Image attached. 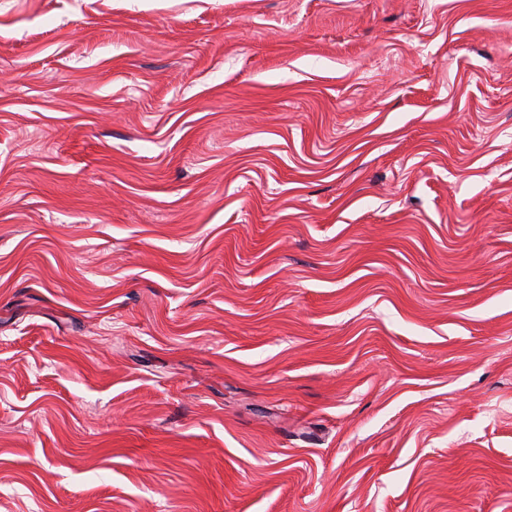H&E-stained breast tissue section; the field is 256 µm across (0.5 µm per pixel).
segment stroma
Returning <instances> with one entry per match:
<instances>
[{
  "mask_svg": "<svg viewBox=\"0 0 512 512\" xmlns=\"http://www.w3.org/2000/svg\"><path fill=\"white\" fill-rule=\"evenodd\" d=\"M0 512H512V0H0Z\"/></svg>",
  "mask_w": 512,
  "mask_h": 512,
  "instance_id": "stroma-1",
  "label": "stroma"
}]
</instances>
